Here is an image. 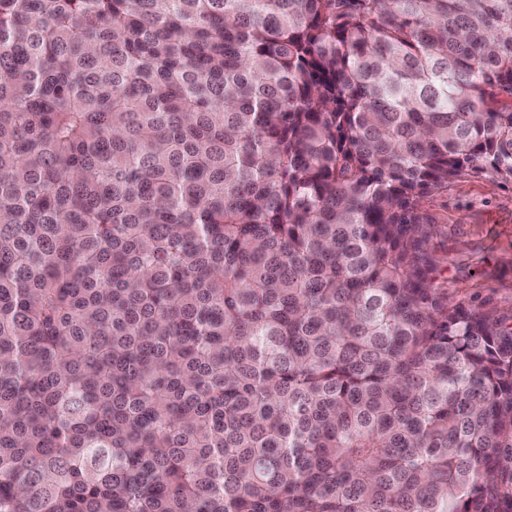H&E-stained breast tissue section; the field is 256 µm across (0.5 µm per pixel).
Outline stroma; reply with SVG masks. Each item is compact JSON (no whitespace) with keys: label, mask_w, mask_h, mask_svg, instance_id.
<instances>
[{"label":"stroma","mask_w":512,"mask_h":512,"mask_svg":"<svg viewBox=\"0 0 512 512\" xmlns=\"http://www.w3.org/2000/svg\"><path fill=\"white\" fill-rule=\"evenodd\" d=\"M430 247L450 297L512 312V183L465 176L429 195Z\"/></svg>","instance_id":"stroma-1"}]
</instances>
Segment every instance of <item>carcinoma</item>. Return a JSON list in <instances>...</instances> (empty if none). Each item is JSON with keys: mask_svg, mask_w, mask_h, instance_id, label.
<instances>
[{"mask_svg": "<svg viewBox=\"0 0 512 512\" xmlns=\"http://www.w3.org/2000/svg\"><path fill=\"white\" fill-rule=\"evenodd\" d=\"M483 172L512 0H0V512H512ZM424 205L435 222L430 247L448 296L512 312V183L465 176Z\"/></svg>", "mask_w": 512, "mask_h": 512, "instance_id": "obj_1", "label": "carcinoma"}]
</instances>
